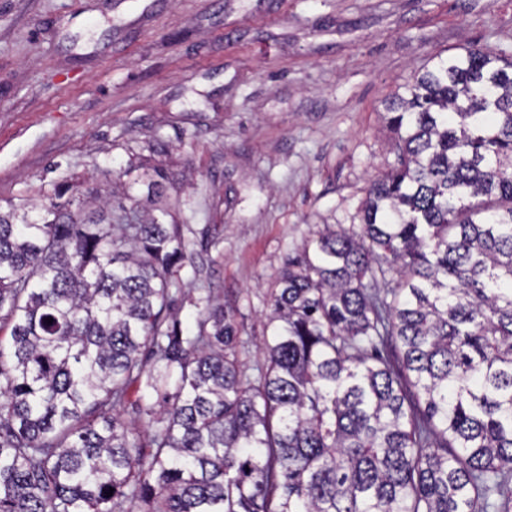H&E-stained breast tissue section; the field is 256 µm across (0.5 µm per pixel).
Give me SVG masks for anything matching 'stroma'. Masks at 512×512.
<instances>
[{
    "mask_svg": "<svg viewBox=\"0 0 512 512\" xmlns=\"http://www.w3.org/2000/svg\"><path fill=\"white\" fill-rule=\"evenodd\" d=\"M472 45L512 50V0H0V205L190 177L178 285L235 300L254 367L288 253L395 161L388 98Z\"/></svg>",
    "mask_w": 512,
    "mask_h": 512,
    "instance_id": "35a3bbf8",
    "label": "stroma"
}]
</instances>
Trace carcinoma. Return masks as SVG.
Here are the masks:
<instances>
[{
	"mask_svg": "<svg viewBox=\"0 0 512 512\" xmlns=\"http://www.w3.org/2000/svg\"><path fill=\"white\" fill-rule=\"evenodd\" d=\"M386 111L395 163L286 259L252 378L233 304L177 319L166 171L0 210V512H512V53Z\"/></svg>",
	"mask_w": 512,
	"mask_h": 512,
	"instance_id": "cac0c4a2",
	"label": "carcinoma"
}]
</instances>
